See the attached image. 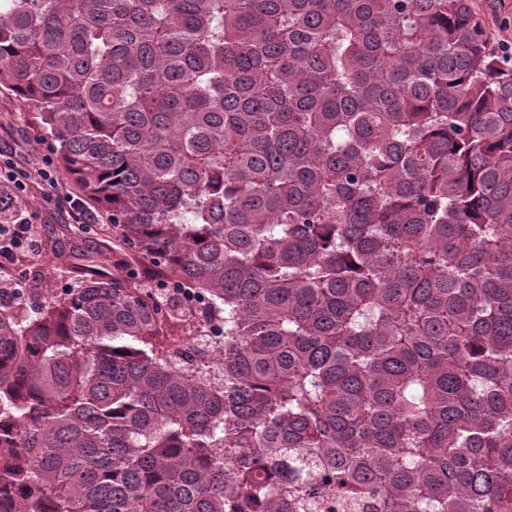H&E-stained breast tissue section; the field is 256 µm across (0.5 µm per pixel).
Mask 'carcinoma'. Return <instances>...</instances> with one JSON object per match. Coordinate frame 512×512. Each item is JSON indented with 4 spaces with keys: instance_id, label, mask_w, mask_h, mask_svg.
Segmentation results:
<instances>
[{
    "instance_id": "obj_1",
    "label": "carcinoma",
    "mask_w": 512,
    "mask_h": 512,
    "mask_svg": "<svg viewBox=\"0 0 512 512\" xmlns=\"http://www.w3.org/2000/svg\"><path fill=\"white\" fill-rule=\"evenodd\" d=\"M8 2L0 91L164 282L0 299V512H512V61L472 0Z\"/></svg>"
}]
</instances>
